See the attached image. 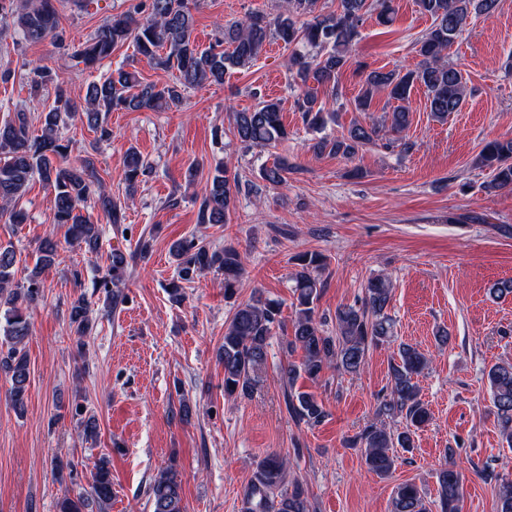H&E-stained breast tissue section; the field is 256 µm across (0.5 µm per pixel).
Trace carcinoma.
<instances>
[{
    "label": "carcinoma",
    "mask_w": 512,
    "mask_h": 512,
    "mask_svg": "<svg viewBox=\"0 0 512 512\" xmlns=\"http://www.w3.org/2000/svg\"><path fill=\"white\" fill-rule=\"evenodd\" d=\"M188 0H148L146 14L141 11L119 13L99 26L84 41L71 44L68 54L73 66L95 69L112 56L113 49L132 41L137 54L162 70L175 69L178 82L158 85L143 81L137 72L119 65L102 81L88 84L83 102L72 99L62 84L55 86V97L49 109L41 113L42 134H29L27 114L0 125V214H8L12 224H22L26 214L19 208L29 182L39 176L53 194L55 223L66 227L71 242L84 247L93 257L98 254L102 225L93 224L79 213L80 206L94 201L109 223L123 219L122 205L103 188L94 161L90 156L71 162L69 143L59 135L65 119L75 117L98 133L101 141L112 137L106 115L115 111H160L179 104L188 89L222 84L226 76L250 66L265 45L277 40L290 50V69L305 90L295 101L303 123L318 132L335 120V113L325 111L313 87L336 88L339 77L349 67L351 53L359 36L364 17L377 12L379 23L393 22V0H338L339 11L324 13L319 0H286L284 10L273 18L252 14L224 25L220 36L207 48H200L192 38L194 20ZM498 0H416L419 12L432 23L418 39L419 65L404 72L360 69L362 88L354 101L355 109L368 112L376 95L383 93L398 102L388 113L390 130L400 135L411 124L406 106L412 90L424 88L431 117L444 123L448 116L460 111L467 96V81L461 70L448 61V51L467 30L476 15H492ZM18 36L26 42L50 38L64 42L59 28L57 0H16ZM235 136L247 147H274L288 139L283 122L282 104L277 99H262L251 110L232 113ZM379 127L352 123L336 137L319 138L313 149L316 154L328 153L345 160L353 159L364 147L375 143ZM476 166L490 173L483 183L487 193L512 189V138L484 142ZM147 164L136 150L124 159V181L127 197L136 192L139 177L145 175ZM294 170L286 158L268 166L262 165L259 177L269 186L286 184ZM241 190L238 174L225 165H218L205 188L198 209L200 224H226ZM176 262L175 276L169 283L171 296L182 299L183 284L198 275L214 270L224 275V298L236 297L238 283L244 273V257L233 246L212 247L194 237L173 243L170 247ZM58 255L57 242L47 237L39 246L35 267L21 280L17 254L13 246H0V369L10 378L9 398L18 414L26 410L29 383V361L25 346L30 335L29 308L44 296L40 280L42 269L52 266ZM299 270L295 273L296 304L288 350L302 351V360L282 370L288 386L289 413L309 427L322 424L329 416L315 394L295 389L298 378L314 380L327 369L334 368L350 375L364 368L370 349L391 341L393 319L388 314L393 285L385 276L368 281L361 305L336 308V334H325L317 316V302L323 283L318 274L326 266V257L316 251L297 256ZM128 265V256L114 250L109 256L106 273L99 285L107 289V301L118 302L119 295L109 290L118 286ZM496 302L512 296V280H501L487 289ZM69 326L77 344L82 347L94 324L90 301L78 295L68 313ZM280 325V305L273 300L253 295L234 305L231 320L224 330L220 359L224 363V395L248 397L256 384L257 372L265 363L269 340ZM429 358L417 347L403 344L399 361L391 365L389 393L377 404L376 420L359 436L364 448L367 468L380 476L394 468L393 449L414 447V435L431 419L427 404L420 397L417 377L427 369ZM490 391L491 412L506 441L512 444V363H495L485 370ZM400 417L405 421L401 431H391L385 420ZM288 462L268 455L256 463L242 501V512H309V502L302 484L296 482L290 491H281ZM438 507L440 512H460L462 475L454 463L437 473ZM90 495L81 492L66 494L57 502V512H87L90 501L103 507L112 502V470L110 460L101 457L93 463L88 482ZM152 512H185L182 482L176 463L157 473L148 488ZM498 512H512V480L498 486ZM391 512H427L418 487L409 482L399 484L392 498Z\"/></svg>",
    "instance_id": "carcinoma-1"
}]
</instances>
